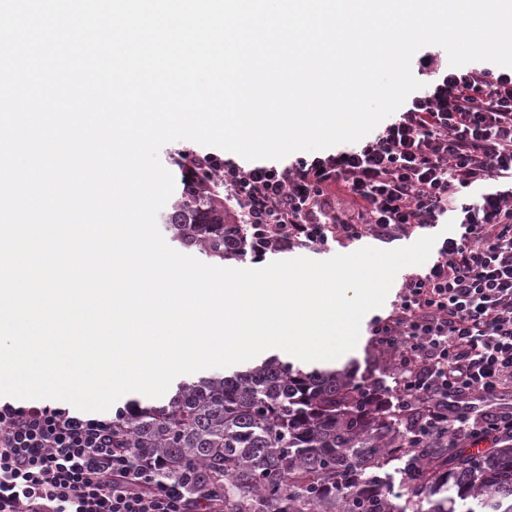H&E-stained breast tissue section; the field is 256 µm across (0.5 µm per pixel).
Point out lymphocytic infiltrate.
<instances>
[{
	"mask_svg": "<svg viewBox=\"0 0 512 512\" xmlns=\"http://www.w3.org/2000/svg\"><path fill=\"white\" fill-rule=\"evenodd\" d=\"M417 67L426 81L404 108L336 152L281 168L194 151L181 163L237 204L258 252L454 222L370 334L395 361L391 412L471 448L512 438V68H448L430 51ZM124 443L109 418L0 403V512H224L208 476L159 479Z\"/></svg>",
	"mask_w": 512,
	"mask_h": 512,
	"instance_id": "1",
	"label": "lymphocytic infiltrate"
}]
</instances>
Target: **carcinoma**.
Returning <instances> with one entry per match:
<instances>
[{
    "instance_id": "1",
    "label": "carcinoma",
    "mask_w": 512,
    "mask_h": 512,
    "mask_svg": "<svg viewBox=\"0 0 512 512\" xmlns=\"http://www.w3.org/2000/svg\"><path fill=\"white\" fill-rule=\"evenodd\" d=\"M165 224L172 241L212 262L254 253L215 186L183 183ZM130 447L218 482L224 512H512V440L483 452L410 444L413 422L387 412L349 368L305 369L271 356L230 375L181 382L166 401L130 400ZM410 471L398 493L390 471Z\"/></svg>"
}]
</instances>
